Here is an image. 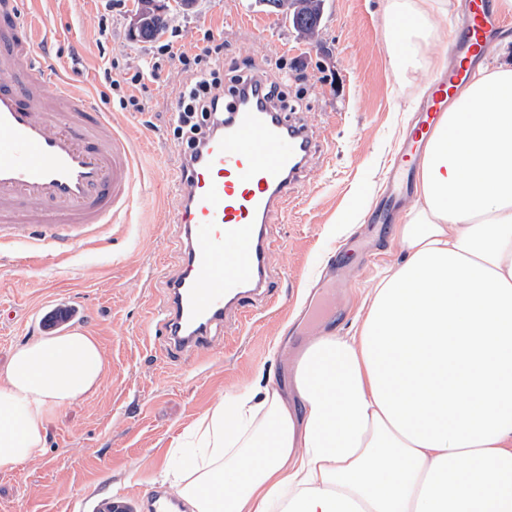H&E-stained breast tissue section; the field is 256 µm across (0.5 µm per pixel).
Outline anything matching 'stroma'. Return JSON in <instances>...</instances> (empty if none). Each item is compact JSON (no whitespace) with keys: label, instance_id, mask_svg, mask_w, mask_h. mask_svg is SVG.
<instances>
[{"label":"stroma","instance_id":"35a3bbf8","mask_svg":"<svg viewBox=\"0 0 512 512\" xmlns=\"http://www.w3.org/2000/svg\"><path fill=\"white\" fill-rule=\"evenodd\" d=\"M386 0H325L319 31L301 37L262 0H194L165 18L163 34L128 33L134 0H39L54 29L36 53L44 70L83 89L127 133L136 159L138 204L90 243L55 259L27 258L0 244V372L28 341L70 329L95 336L107 364L98 390L57 408L42 453L0 472V512H100L119 502L150 512L159 476L177 443L218 402L265 385L279 386L291 358L313 336L311 299L327 264L354 237L363 258L344 257L335 297L342 319L325 328L351 335L378 272L401 262L394 239L413 205L403 196L386 225L372 223L393 156L447 57V39L402 42L417 58L393 68L386 50ZM224 47V68L257 69L284 82L289 105L313 127L320 149L287 216L271 224L269 258L276 302L218 330L201 353L166 352L150 309L180 268V200L162 189L180 165L171 112L187 77L167 45ZM157 65L146 111L122 108L111 80Z\"/></svg>","mask_w":512,"mask_h":512}]
</instances>
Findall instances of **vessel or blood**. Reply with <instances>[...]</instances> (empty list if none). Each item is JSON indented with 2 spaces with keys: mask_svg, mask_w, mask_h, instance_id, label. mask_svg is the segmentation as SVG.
I'll use <instances>...</instances> for the list:
<instances>
[{
  "mask_svg": "<svg viewBox=\"0 0 512 512\" xmlns=\"http://www.w3.org/2000/svg\"><path fill=\"white\" fill-rule=\"evenodd\" d=\"M37 0H0V243L31 251L85 241L115 223L135 199V163L110 113L38 67L35 45L51 29ZM468 25L448 45L455 61L422 104L423 119L387 173L395 204L419 165L448 101L488 50L498 21L487 0H469ZM311 129L275 111L262 83L238 84L224 125L175 177L182 202L181 271L168 281L154 324L171 349L201 352L228 313L245 315L273 298L267 226L282 219L316 151Z\"/></svg>",
  "mask_w": 512,
  "mask_h": 512,
  "instance_id": "1",
  "label": "vessel or blood"
}]
</instances>
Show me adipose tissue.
<instances>
[{
    "mask_svg": "<svg viewBox=\"0 0 512 512\" xmlns=\"http://www.w3.org/2000/svg\"><path fill=\"white\" fill-rule=\"evenodd\" d=\"M449 0H390L436 37ZM417 198L355 336L311 339L289 385L211 408L169 467L189 512H512V63L478 66L425 146ZM106 364L76 329L0 374V471Z\"/></svg>",
    "mask_w": 512,
    "mask_h": 512,
    "instance_id": "1",
    "label": "adipose tissue"
}]
</instances>
